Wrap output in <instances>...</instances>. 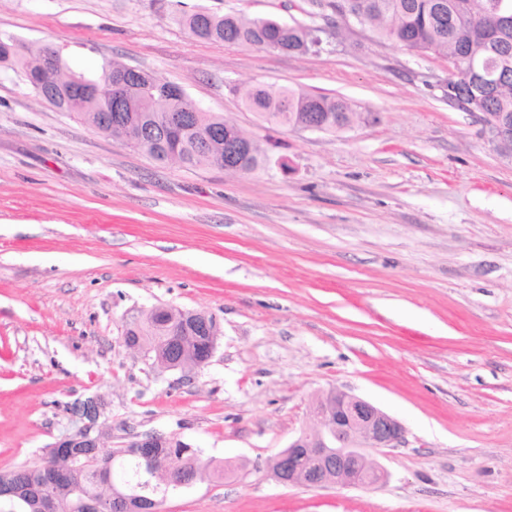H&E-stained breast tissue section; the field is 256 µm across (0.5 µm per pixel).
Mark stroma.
Instances as JSON below:
<instances>
[{
    "instance_id": "stroma-1",
    "label": "stroma",
    "mask_w": 512,
    "mask_h": 512,
    "mask_svg": "<svg viewBox=\"0 0 512 512\" xmlns=\"http://www.w3.org/2000/svg\"><path fill=\"white\" fill-rule=\"evenodd\" d=\"M205 9L322 25L317 53L193 38ZM0 35L75 71L118 62L182 86L260 141L251 173L155 163L0 68V472L96 419L102 452L161 434L238 463L158 512H512V159L448 99V59L309 0H0ZM264 84L345 99L326 133L262 121ZM157 305L212 315L192 370L125 330ZM339 388L400 420L371 488L268 468Z\"/></svg>"
}]
</instances>
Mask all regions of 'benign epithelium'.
<instances>
[{"mask_svg":"<svg viewBox=\"0 0 512 512\" xmlns=\"http://www.w3.org/2000/svg\"><path fill=\"white\" fill-rule=\"evenodd\" d=\"M108 97L121 102L129 91L127 70L112 72L106 81ZM479 113L483 133L496 150L512 156V143L504 129L488 125ZM314 427L302 431L288 447L271 459L269 467L283 484L310 488L328 485L368 487L388 478L387 470L370 451L396 448L404 441L403 424L378 406L339 389L319 395L312 404ZM94 421L63 436L59 448H99Z\"/></svg>","mask_w":512,"mask_h":512,"instance_id":"7a95c632","label":"benign epithelium"}]
</instances>
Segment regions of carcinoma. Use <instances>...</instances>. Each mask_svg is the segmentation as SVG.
<instances>
[{"mask_svg":"<svg viewBox=\"0 0 512 512\" xmlns=\"http://www.w3.org/2000/svg\"><path fill=\"white\" fill-rule=\"evenodd\" d=\"M492 0H328L329 13L366 25L381 39L393 41L416 53L443 54L451 62L462 65L473 62L484 66L492 77H505L494 89L466 83L456 74L448 78L453 92L448 100L470 112L483 109L507 123L512 121V24L504 28L494 13ZM179 23L192 36L208 42L228 45H280L290 53H308L309 26L286 23L268 17L248 18L244 15H219L196 11L179 17ZM17 40L0 36V64L19 73L27 85L60 112L75 115L96 131L117 137L129 147L153 161L172 162L183 167L207 166L224 169L227 163L224 142L232 134L246 139L231 121L207 112L194 113L195 103L185 90L174 83L156 79L149 73L137 75L133 90L126 101L121 120L101 127L99 117L105 114L108 98L102 79L82 72H73L60 65L49 73L39 71L40 51L22 52L14 49ZM95 84L98 92L83 99L74 108L67 98V89L78 81ZM247 107L267 123L296 126L318 117L320 131L337 132L351 125L356 112L343 99L312 94L290 87L254 86L243 95ZM261 146L238 154L237 171L250 173L264 162ZM176 318L175 335L160 336L156 324L161 315L150 309L139 320L131 322L126 341L146 346L151 359L178 365H198L193 332L184 324L194 320L193 312L172 309ZM79 460L56 447L38 465H20L0 473V484L21 483L27 487H48L57 500L59 512H87V503L99 502L98 512H113L112 496L133 497L138 501L158 505V499L175 485H164L148 468L137 448H115L99 454L94 462L81 467L87 448H78ZM155 456L167 461L176 472L201 473L199 450L180 443L156 449ZM0 512H39L36 498L6 501L0 498Z\"/></svg>","mask_w":512,"mask_h":512,"instance_id":"1","label":"carcinoma"}]
</instances>
